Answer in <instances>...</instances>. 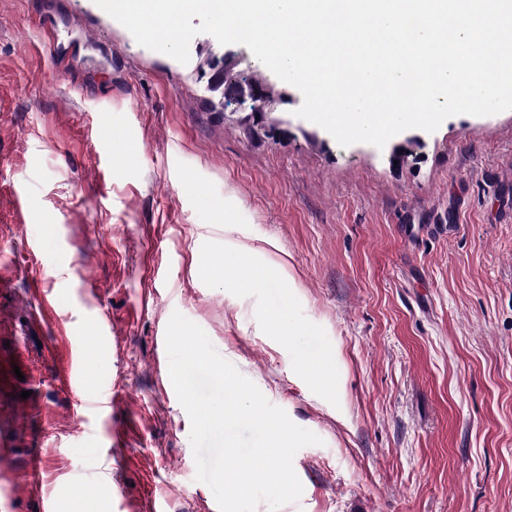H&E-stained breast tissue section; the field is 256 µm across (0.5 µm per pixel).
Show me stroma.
<instances>
[{
  "instance_id": "35a3bbf8",
  "label": "stroma",
  "mask_w": 512,
  "mask_h": 512,
  "mask_svg": "<svg viewBox=\"0 0 512 512\" xmlns=\"http://www.w3.org/2000/svg\"><path fill=\"white\" fill-rule=\"evenodd\" d=\"M189 50L0 0V512H219L158 365L176 311L319 437L280 512H512V110L343 147L246 46ZM224 51L274 127L209 91Z\"/></svg>"
}]
</instances>
